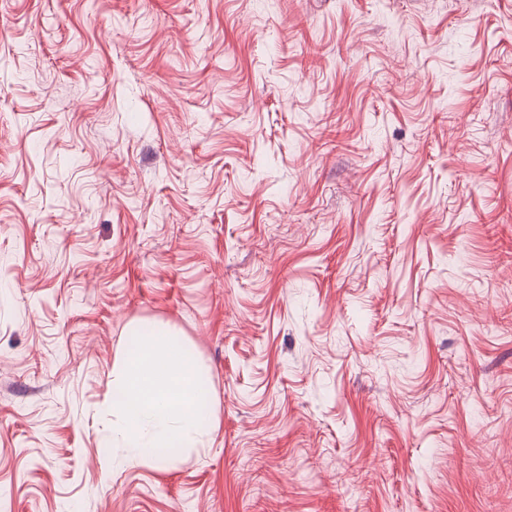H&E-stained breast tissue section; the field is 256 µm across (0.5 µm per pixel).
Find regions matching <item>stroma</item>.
Here are the masks:
<instances>
[{"instance_id": "stroma-1", "label": "stroma", "mask_w": 512, "mask_h": 512, "mask_svg": "<svg viewBox=\"0 0 512 512\" xmlns=\"http://www.w3.org/2000/svg\"><path fill=\"white\" fill-rule=\"evenodd\" d=\"M0 512H512V0H0Z\"/></svg>"}]
</instances>
